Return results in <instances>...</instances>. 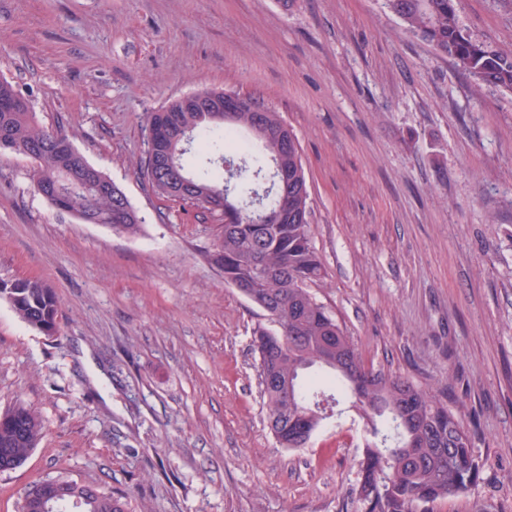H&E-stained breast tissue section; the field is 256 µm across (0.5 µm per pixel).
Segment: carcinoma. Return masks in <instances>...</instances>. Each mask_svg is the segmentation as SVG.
I'll return each mask as SVG.
<instances>
[{"label": "carcinoma", "mask_w": 512, "mask_h": 512, "mask_svg": "<svg viewBox=\"0 0 512 512\" xmlns=\"http://www.w3.org/2000/svg\"><path fill=\"white\" fill-rule=\"evenodd\" d=\"M407 29L437 54L451 59L477 86L512 92V55L472 37L460 23L457 0H387ZM280 114H258L244 106L232 121L222 112H195L182 98L147 118V149L141 173L156 193L175 174L187 182L189 207L217 223L209 260L230 286L245 284L268 307L267 324L253 331L267 421L282 448L308 446L327 417L320 397L331 390L350 394L351 407L371 435L359 460L351 494L362 512H431V505L466 492L484 463L474 454L461 409L413 383L365 366L351 338L311 293L325 277L309 234L310 192L301 147L283 130ZM35 152L29 178L35 192L80 222L91 219L114 233L136 235L144 218L123 189L68 139L37 123L29 101L0 80V141ZM194 144L205 165L190 170L183 157ZM229 165L224 174L220 166ZM14 295L17 316L45 336L57 335L59 299L44 280L0 281ZM332 377L324 380L318 371ZM44 421L18 403L0 413V449L10 451L12 469L23 465L42 437ZM80 489L81 504L56 512H126L120 498L57 475L31 485L21 512Z\"/></svg>", "instance_id": "1"}]
</instances>
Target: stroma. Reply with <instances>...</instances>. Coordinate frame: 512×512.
<instances>
[{"label":"stroma","mask_w":512,"mask_h":512,"mask_svg":"<svg viewBox=\"0 0 512 512\" xmlns=\"http://www.w3.org/2000/svg\"><path fill=\"white\" fill-rule=\"evenodd\" d=\"M458 8L512 55V0ZM0 77L145 219L81 223L0 151V279L60 300L49 338L0 297V411L45 423L0 473V512L60 474L127 512H359L362 420L340 395L307 448L277 445L263 311L208 259L215 223L139 171L148 113L211 88L263 98L297 137L326 270L311 292L365 365L464 404L484 468L434 512H512V93L475 89L385 0H0Z\"/></svg>","instance_id":"1"}]
</instances>
